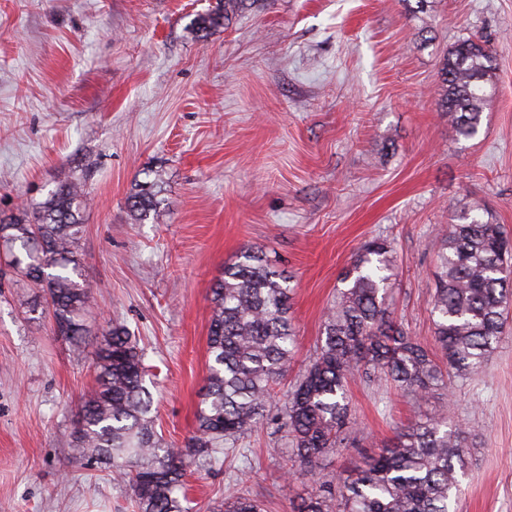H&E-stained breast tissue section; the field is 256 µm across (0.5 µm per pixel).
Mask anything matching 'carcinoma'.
Masks as SVG:
<instances>
[{"mask_svg":"<svg viewBox=\"0 0 512 512\" xmlns=\"http://www.w3.org/2000/svg\"><path fill=\"white\" fill-rule=\"evenodd\" d=\"M258 0H216L195 17L201 36L230 22ZM495 57L487 41L469 37L444 55L438 106L459 136L476 137L485 102L495 90ZM157 184L137 182L129 212L141 222L160 211ZM88 205L84 184L58 185L38 207L0 219L6 266L42 289L55 332L75 349L88 344L92 292L81 282L78 257ZM474 200L454 215L437 243L433 295L435 341L442 370L430 351L386 314L393 275L390 243L361 248L344 272L336 301L309 365L283 396L294 345L288 278L256 248L224 265L210 290L209 375L197 414V434L186 448L157 435L143 355L128 330L112 326L96 343L94 382L75 411L71 450L80 464L125 484L133 512H186L185 478L217 458L235 454L237 440L254 431L275 407L286 420L296 476L313 474L327 455L346 451L352 424L351 381L383 376L415 403L448 380L464 381L512 329V238L485 217ZM463 431L448 412L419 414L395 439L337 478L336 490L317 489L297 512H449L466 468ZM224 512H263L260 501L239 492Z\"/></svg>","mask_w":512,"mask_h":512,"instance_id":"obj_1","label":"carcinoma"}]
</instances>
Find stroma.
<instances>
[{"label":"stroma","instance_id":"1","mask_svg":"<svg viewBox=\"0 0 512 512\" xmlns=\"http://www.w3.org/2000/svg\"><path fill=\"white\" fill-rule=\"evenodd\" d=\"M215 0H0V212L35 207L60 183L91 198L78 248L98 309L92 336L124 324L144 353L158 433L185 447L206 385L210 288L262 249L289 278L296 335L289 388L362 245L390 242L387 314L427 346L440 226L474 199L512 234V0H261L208 37ZM485 37L496 91L477 137L438 107L440 61ZM162 173L157 219L127 197ZM93 346L54 331L44 294L0 279V512H132L128 492L71 456ZM344 455L289 480L287 429L264 421L190 479L189 512L250 491L292 512L418 411L447 410L467 437L450 512H512V337L482 372L414 403L382 379L350 386Z\"/></svg>","mask_w":512,"mask_h":512}]
</instances>
